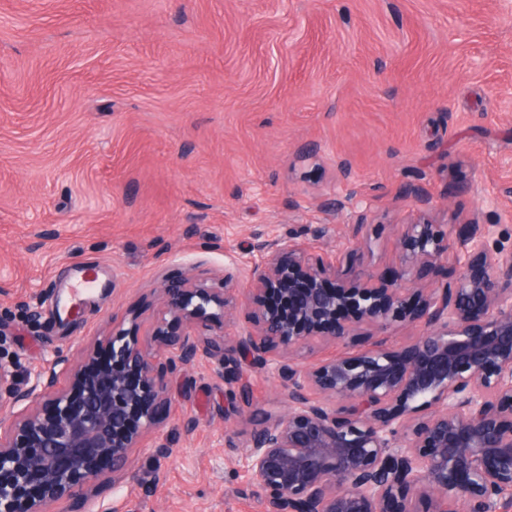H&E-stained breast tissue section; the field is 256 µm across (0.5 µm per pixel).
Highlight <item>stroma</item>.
I'll return each instance as SVG.
<instances>
[{
	"mask_svg": "<svg viewBox=\"0 0 512 512\" xmlns=\"http://www.w3.org/2000/svg\"><path fill=\"white\" fill-rule=\"evenodd\" d=\"M420 216L512 240V0H0V363L19 381L52 364L71 388L118 332L157 352L165 280L221 278L261 241L381 273ZM168 387L126 477L49 512H263L220 368Z\"/></svg>",
	"mask_w": 512,
	"mask_h": 512,
	"instance_id": "35a3bbf8",
	"label": "stroma"
}]
</instances>
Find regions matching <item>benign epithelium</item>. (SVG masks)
Here are the masks:
<instances>
[{
  "instance_id": "benign-epithelium-1",
  "label": "benign epithelium",
  "mask_w": 512,
  "mask_h": 512,
  "mask_svg": "<svg viewBox=\"0 0 512 512\" xmlns=\"http://www.w3.org/2000/svg\"><path fill=\"white\" fill-rule=\"evenodd\" d=\"M403 228L405 256L382 287L348 285L283 239L258 246L246 263L258 330L230 345L212 323L236 306L237 275L166 285V312L188 331L158 328L165 370L121 333L109 341L112 366L87 360L70 391L56 388L60 358L23 386L0 364V409L44 401L53 410L0 420V512L89 497L160 424L168 371L206 358L236 383L227 366L236 353L288 391L279 413L251 408L238 388L253 423L239 464L263 512H512V250L490 244L496 224ZM451 250L453 283L411 287L414 266ZM397 322L422 323L401 351L376 341L310 369L294 356L315 337L346 345L370 338L363 325Z\"/></svg>"
}]
</instances>
